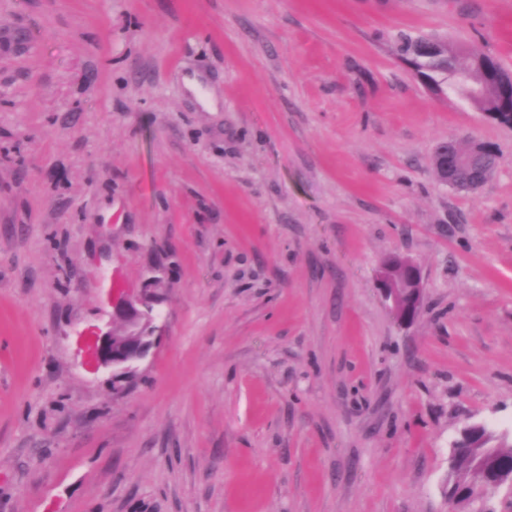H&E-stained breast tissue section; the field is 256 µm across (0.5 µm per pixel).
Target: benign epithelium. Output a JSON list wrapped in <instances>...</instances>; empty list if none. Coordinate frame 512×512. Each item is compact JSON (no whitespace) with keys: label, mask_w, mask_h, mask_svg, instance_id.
<instances>
[{"label":"benign epithelium","mask_w":512,"mask_h":512,"mask_svg":"<svg viewBox=\"0 0 512 512\" xmlns=\"http://www.w3.org/2000/svg\"><path fill=\"white\" fill-rule=\"evenodd\" d=\"M445 182L456 189L471 190L477 180L466 174L461 165H448L443 157ZM377 288L394 317L403 324L411 323L419 315L424 285L417 264L407 257L393 255L382 267ZM159 301L151 295L137 298L121 297L112 302L116 315L126 323L125 338L110 332L91 338L93 365L112 369V389L118 391L131 381L138 366L148 357L156 342L157 321L160 317ZM512 434L507 430H493L483 422L468 423L449 448L448 463H453L456 449L471 451L484 483L493 490H504L512 495V458L501 459L495 455V443Z\"/></svg>","instance_id":"benign-epithelium-1"}]
</instances>
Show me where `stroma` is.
<instances>
[{
	"label": "stroma",
	"mask_w": 512,
	"mask_h": 512,
	"mask_svg": "<svg viewBox=\"0 0 512 512\" xmlns=\"http://www.w3.org/2000/svg\"><path fill=\"white\" fill-rule=\"evenodd\" d=\"M403 32L512 71V0H0V512H454L452 440L512 427V128ZM151 274L116 391L89 338ZM448 146L452 149L454 156L468 160L470 167L472 166L475 171H488L492 173L497 166L498 153L492 154L489 148L486 153L480 152L482 149L480 142H476L475 145V150L480 153L471 152L469 146L463 148L461 143L455 139H448ZM441 154H445V152H442ZM443 161V167L444 172L447 175L445 182L448 184V186L456 189H467V190H473L474 185L478 184L480 182H485L489 174H486L484 177V181H482V177L478 180L472 179L468 174H466L463 169L461 168V165L459 163H456V168L453 166H448V153L445 154V156L442 159ZM393 266L402 271L403 282L408 288H399L393 275ZM377 288L400 323H411L419 315L424 292L423 278L419 266L409 258L401 255L391 256L382 267L377 279Z\"/></svg>",
	"instance_id": "stroma-1"
}]
</instances>
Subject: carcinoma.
Segmentation results:
<instances>
[{"label": "carcinoma", "mask_w": 512, "mask_h": 512, "mask_svg": "<svg viewBox=\"0 0 512 512\" xmlns=\"http://www.w3.org/2000/svg\"><path fill=\"white\" fill-rule=\"evenodd\" d=\"M398 52L402 60L407 62L417 77L431 80L433 90L443 93L449 89L454 93L468 98V90L472 86H480L495 81L504 69L498 60L489 54H477L469 57L465 64L460 63V52L448 44L425 36H413L402 33L398 37ZM485 116L502 125H512V83H501L498 87H490L487 93L471 100ZM453 155L468 160L476 171L493 172L497 166L498 155L487 151L473 153L455 139L448 140ZM455 477L457 484L447 490L454 495L457 486L479 485V477L473 471L465 456L457 462Z\"/></svg>", "instance_id": "cac0c4a2"}]
</instances>
